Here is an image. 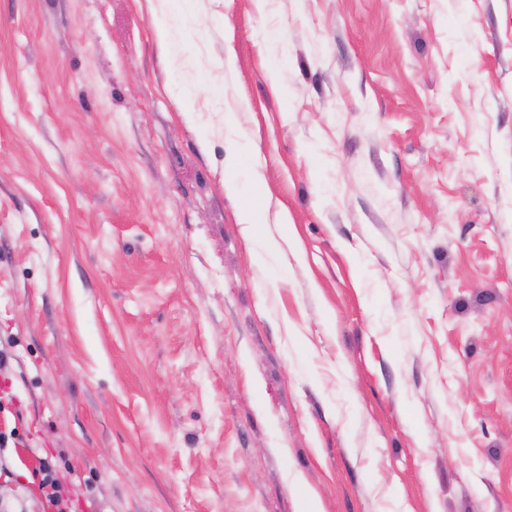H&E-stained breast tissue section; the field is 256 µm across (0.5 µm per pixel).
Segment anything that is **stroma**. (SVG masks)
<instances>
[{
    "mask_svg": "<svg viewBox=\"0 0 512 512\" xmlns=\"http://www.w3.org/2000/svg\"><path fill=\"white\" fill-rule=\"evenodd\" d=\"M159 7L0 0V500L512 512V0ZM238 223L242 234L249 238L256 233L258 224L264 223L263 211L258 206L248 203L240 209ZM41 472L43 474L41 487L45 489V508L51 509L50 512H72V502L65 496L63 485L56 477L52 466L48 462H44Z\"/></svg>",
    "mask_w": 512,
    "mask_h": 512,
    "instance_id": "obj_1",
    "label": "stroma"
}]
</instances>
